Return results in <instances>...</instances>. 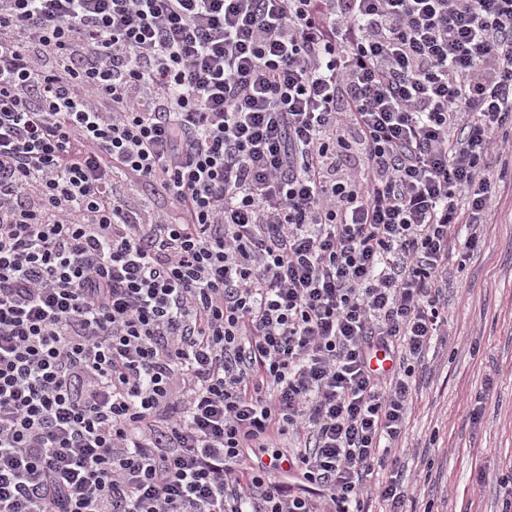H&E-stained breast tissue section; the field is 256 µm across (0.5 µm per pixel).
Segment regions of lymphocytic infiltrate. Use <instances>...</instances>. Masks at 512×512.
<instances>
[{
  "instance_id": "1",
  "label": "lymphocytic infiltrate",
  "mask_w": 512,
  "mask_h": 512,
  "mask_svg": "<svg viewBox=\"0 0 512 512\" xmlns=\"http://www.w3.org/2000/svg\"><path fill=\"white\" fill-rule=\"evenodd\" d=\"M509 124L512 0H0V512H364Z\"/></svg>"
}]
</instances>
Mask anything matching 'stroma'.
I'll use <instances>...</instances> for the list:
<instances>
[{
    "label": "stroma",
    "mask_w": 512,
    "mask_h": 512,
    "mask_svg": "<svg viewBox=\"0 0 512 512\" xmlns=\"http://www.w3.org/2000/svg\"><path fill=\"white\" fill-rule=\"evenodd\" d=\"M489 162L491 222L477 255L449 269L448 333L419 366L405 433L373 474L382 484L402 473L403 512H512V153Z\"/></svg>",
    "instance_id": "stroma-1"
}]
</instances>
